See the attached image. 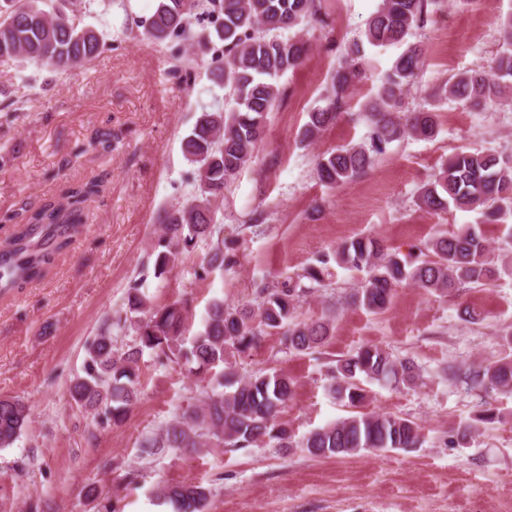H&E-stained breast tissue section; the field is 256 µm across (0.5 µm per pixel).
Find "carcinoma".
Instances as JSON below:
<instances>
[{
    "label": "carcinoma",
    "instance_id": "carcinoma-1",
    "mask_svg": "<svg viewBox=\"0 0 512 512\" xmlns=\"http://www.w3.org/2000/svg\"><path fill=\"white\" fill-rule=\"evenodd\" d=\"M42 2L0 0V59L34 61L61 72L89 64L102 47L101 34L94 28L75 27L63 8L46 10ZM427 6L428 0H381L363 39L340 59L325 105L308 113L302 141L311 144L335 123L350 88L365 77V48L405 45L363 105L369 143L319 156L316 175L322 185L334 188L355 180L396 141L426 140L438 134L436 112L404 110L405 91L418 77L424 58L422 45L407 42V37L423 26ZM209 7L220 17L219 25L212 33L192 32L189 17ZM310 19L327 26V20L319 16L317 0H159L144 23V34L152 42L162 43L177 34L204 47L215 39L224 43V54L213 61L211 75L232 102L229 108L202 112L183 140V154L196 166L195 191L160 217L154 278L165 279L180 255L200 241H210L211 249L198 276L235 263V255L224 245L219 204L224 201V189L251 162L262 140L280 95L279 79L300 67L310 50L309 42L297 33ZM440 92L474 109L511 97L512 50L497 58L492 72L458 73L443 83ZM104 191L103 179L93 177L64 187L61 200L31 212L0 249V286L14 288L40 275L53 252L65 247L72 232L86 223L90 204L102 201ZM417 205L429 213L478 211L484 221L499 222L512 213V159L484 150L455 153L423 184ZM335 266L366 272L348 303L371 314L385 312L403 286L448 295L463 286L487 285L512 275V265L495 260L476 226L438 230L406 255L377 236H361L320 255L288 283L260 285L252 303L230 306L222 299L214 300L201 329L191 337L185 336L189 303L177 300L148 306L142 291L146 278L142 277L129 288L124 316L116 318L118 324H130L133 343L119 347L112 338V325L101 328L87 345L83 375L70 384V397L107 420H122L138 399L140 361L148 353L183 363L209 387L202 404L142 440L141 451L148 456L195 450L205 437L231 448L270 445L288 452L298 448L315 458L411 452L422 444L421 426L394 413L363 410L367 394L361 383L415 386L423 373L413 358L397 357L380 345L367 343L336 360L329 372V391L355 412L300 437L282 419L295 381L277 370L241 375L231 361L263 336L280 337L294 355L314 353L325 346L335 332V316L323 313L306 318L301 308L308 293L327 287ZM467 379L486 393H512V356L482 361ZM497 416L496 408L483 404L474 415L449 427L448 447L469 443ZM29 419L30 408L23 400L0 397V448L13 445ZM209 495V489L193 482L164 484L159 490L172 512H205Z\"/></svg>",
    "mask_w": 512,
    "mask_h": 512
}]
</instances>
